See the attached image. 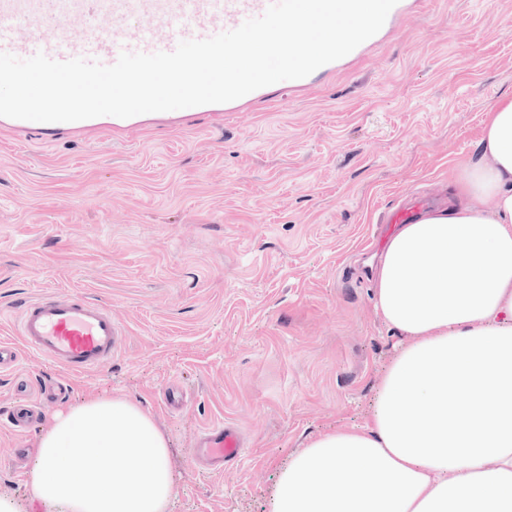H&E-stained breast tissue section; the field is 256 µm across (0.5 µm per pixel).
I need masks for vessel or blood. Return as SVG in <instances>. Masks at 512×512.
<instances>
[{"label": "vessel or blood", "mask_w": 512, "mask_h": 512, "mask_svg": "<svg viewBox=\"0 0 512 512\" xmlns=\"http://www.w3.org/2000/svg\"><path fill=\"white\" fill-rule=\"evenodd\" d=\"M271 0H0V52L26 59L43 53L64 61L82 57L114 64L122 52L173 51L178 43L207 39L260 17ZM266 89L239 99L182 109L184 120L208 116L223 119L268 99ZM143 116H100L74 122L43 123L0 116V126L21 138L58 141L86 134L107 141L124 140L141 126ZM19 334L24 345L72 373L111 364L121 345L122 330L111 307L76 294L44 297L22 309ZM244 450L234 425L207 428L196 458L212 470L238 459Z\"/></svg>", "instance_id": "vessel-or-blood-1"}]
</instances>
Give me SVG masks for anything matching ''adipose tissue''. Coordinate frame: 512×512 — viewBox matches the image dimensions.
Wrapping results in <instances>:
<instances>
[{"label":"adipose tissue","mask_w":512,"mask_h":512,"mask_svg":"<svg viewBox=\"0 0 512 512\" xmlns=\"http://www.w3.org/2000/svg\"><path fill=\"white\" fill-rule=\"evenodd\" d=\"M446 208L389 241L374 305L399 341L364 425L279 464L272 512H512V96ZM167 435L123 397L53 416L28 473L44 512H169Z\"/></svg>","instance_id":"ef3b65f1"}]
</instances>
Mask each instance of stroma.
I'll return each mask as SVG.
<instances>
[{"mask_svg": "<svg viewBox=\"0 0 512 512\" xmlns=\"http://www.w3.org/2000/svg\"><path fill=\"white\" fill-rule=\"evenodd\" d=\"M512 94V0H422L396 36L297 96L125 142L19 139L0 127V494L25 512L45 416L125 396L170 442L173 512H270L278 465L362 424L394 332L364 252L414 193L448 196L489 107ZM82 294L123 330L112 364L69 374L19 345L25 303ZM191 397L181 411L166 392ZM242 456L214 472L189 452L216 422Z\"/></svg>", "mask_w": 512, "mask_h": 512, "instance_id": "stroma-1", "label": "stroma"}]
</instances>
